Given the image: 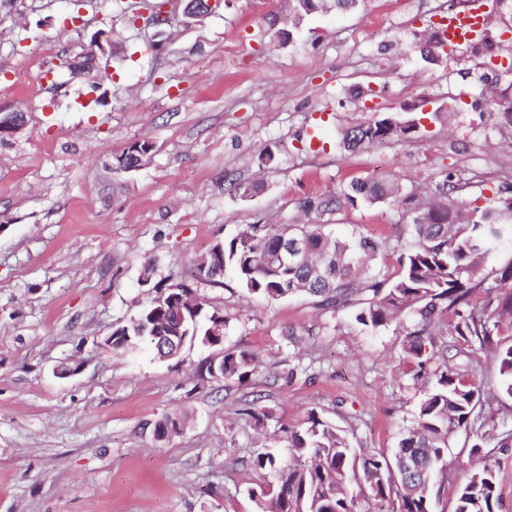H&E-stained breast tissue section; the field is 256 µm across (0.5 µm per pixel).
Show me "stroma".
<instances>
[{"label": "stroma", "instance_id": "1", "mask_svg": "<svg viewBox=\"0 0 512 512\" xmlns=\"http://www.w3.org/2000/svg\"><path fill=\"white\" fill-rule=\"evenodd\" d=\"M377 6L314 12L277 39L269 22L288 0H222L198 22L170 0L156 46L140 0H85L77 11L69 0H0V108L26 115L0 145V512H256L247 490L260 480L251 460L262 438L239 414L250 400L288 425L316 412L372 453L397 448L425 390L403 329H366L356 305L331 312L305 296L257 300L229 278L197 284L228 318L225 347L260 358L244 384L197 380L209 353L197 342L169 361L144 344H105L156 287L189 278L196 258L258 214L292 222L300 199L359 178L428 195L448 170L462 173L470 200L512 189V131L482 103L512 71L492 70L471 43L421 59L414 37L448 0H409L365 31ZM95 42L110 77L93 90L62 62ZM356 88L373 94L352 98ZM412 104L448 119H424L411 143L341 145L351 123ZM136 140L152 143L149 163L115 171ZM268 147L276 159L260 164ZM240 181L265 189L244 201ZM334 220L383 243L376 269L395 278L412 241L403 207ZM65 362L77 373L58 375ZM167 416L184 427L156 439ZM472 438L449 437L433 512H453Z\"/></svg>", "mask_w": 512, "mask_h": 512}]
</instances>
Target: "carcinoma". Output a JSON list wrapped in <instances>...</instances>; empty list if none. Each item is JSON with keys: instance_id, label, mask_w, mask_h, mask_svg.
Wrapping results in <instances>:
<instances>
[{"instance_id": "cac0c4a2", "label": "carcinoma", "mask_w": 512, "mask_h": 512, "mask_svg": "<svg viewBox=\"0 0 512 512\" xmlns=\"http://www.w3.org/2000/svg\"><path fill=\"white\" fill-rule=\"evenodd\" d=\"M358 0H291L283 22L290 28L303 17L331 6L347 10ZM490 108L512 126V93L505 88L490 95ZM421 137V119L380 112L343 130L341 143L349 150L386 140L410 142ZM460 184L447 173L434 199L408 209L413 245L399 257L400 270L387 283L368 271L367 261L378 255L380 244L367 236L342 238L333 234L332 216L362 204L410 203L413 190L398 179L352 180L336 193L308 196L297 207L313 215L311 224H248L236 235L219 242L217 260L233 274L239 288L268 302L307 294L322 308H339L358 301L356 320L377 329L402 324L407 315L414 323L406 330V356L421 360L425 343L434 337L457 336V354L467 357L472 347L492 349L501 388L512 397V258L486 272L501 244L512 240V197L498 198L485 207L467 209L457 195ZM300 241L304 256L297 265L282 266L278 251L282 240ZM191 291L175 284L157 291L138 316L112 333V349L130 351L143 339L141 322L153 315L175 319V303ZM456 321L448 323V313ZM212 315L201 313L188 341L218 343L208 335ZM224 374L244 383L256 374L259 358L248 351L224 350ZM485 400L481 386L447 357L435 364L426 395L412 428L399 442L392 458L358 452L345 432L315 412L298 426L278 427L282 449L264 448L252 459L261 482L248 490L257 512H359L360 497L387 500L393 512H432L431 492L443 467L448 437L467 429L481 416ZM182 423L168 417L155 427L157 437L176 435ZM495 448L512 447V431L485 437L472 445L477 452L486 441ZM410 455L415 476L402 475L400 459ZM501 496L494 461L485 459L456 488L454 512H499Z\"/></svg>"}]
</instances>
